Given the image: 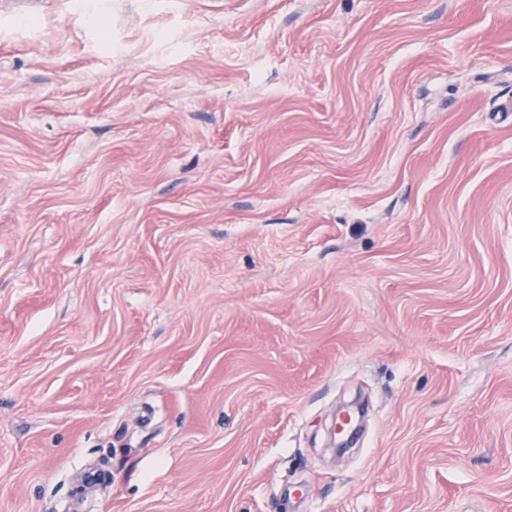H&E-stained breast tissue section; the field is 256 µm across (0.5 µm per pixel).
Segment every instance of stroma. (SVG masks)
Wrapping results in <instances>:
<instances>
[{"mask_svg":"<svg viewBox=\"0 0 512 512\" xmlns=\"http://www.w3.org/2000/svg\"><path fill=\"white\" fill-rule=\"evenodd\" d=\"M92 464L85 512H512V0H0V512Z\"/></svg>","mask_w":512,"mask_h":512,"instance_id":"obj_1","label":"stroma"}]
</instances>
